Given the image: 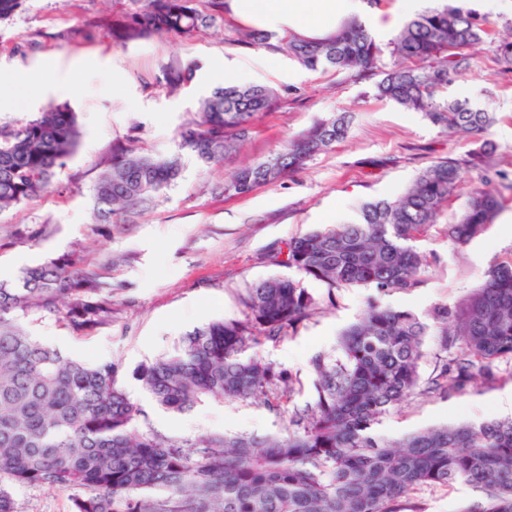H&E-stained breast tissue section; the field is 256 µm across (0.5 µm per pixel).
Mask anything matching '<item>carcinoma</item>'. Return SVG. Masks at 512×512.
<instances>
[{"instance_id":"obj_1","label":"carcinoma","mask_w":512,"mask_h":512,"mask_svg":"<svg viewBox=\"0 0 512 512\" xmlns=\"http://www.w3.org/2000/svg\"><path fill=\"white\" fill-rule=\"evenodd\" d=\"M128 2L110 20L117 44L159 34L191 39L224 20V0H207L205 11L196 0ZM488 31L486 19L444 5L417 14L384 44L351 20L324 38L285 35L278 48L311 71L374 77L375 96L421 113L444 132L469 134L488 130L493 113L440 93L466 73L469 50ZM237 34L243 44L273 47L270 33ZM494 47L512 69V35ZM162 73L176 89L195 70ZM278 103V93L264 85L216 87L200 98L198 119L180 130L178 149L205 166L218 164L247 137L255 115ZM348 131L344 114L323 120L270 158L240 167L224 193L247 195L275 183ZM80 140L66 104L0 124V212L52 187ZM136 142L128 136L100 162L92 198L104 232L181 177L180 156H153ZM465 181L458 162L440 158L396 198L364 203L354 221L281 242L271 261L292 274L252 284L243 317L187 332L173 352L137 368L134 379L176 413L212 399L280 406L293 396V377L259 347L286 339L316 309L305 281L379 293L417 287L424 263L414 242ZM501 208L491 179L471 187L448 239L470 242ZM112 292L105 267L77 252L25 267L14 286L0 284V512H17L8 483L70 488L71 512H403L409 494L457 484L477 495L460 512H512V418L433 426L395 441L379 432L413 396L475 386L493 377L495 362L512 359V261L491 266L452 310L435 304L417 314L369 302L334 351L311 359L313 401L289 415L285 433L265 437L210 432L180 441L143 430L120 363L69 358L25 326L33 315L53 317L89 336L112 321ZM429 335L438 351L457 352L424 387L419 368Z\"/></svg>"}]
</instances>
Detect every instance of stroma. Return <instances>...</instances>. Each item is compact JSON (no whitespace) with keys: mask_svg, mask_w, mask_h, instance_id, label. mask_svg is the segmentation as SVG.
Segmentation results:
<instances>
[{"mask_svg":"<svg viewBox=\"0 0 512 512\" xmlns=\"http://www.w3.org/2000/svg\"><path fill=\"white\" fill-rule=\"evenodd\" d=\"M128 0H25L0 22V80L27 78L24 89L0 106V124L29 119L49 106L68 103L78 115V152L60 173L58 185L41 196L0 213V280L14 281L22 268L78 251L112 267V322L92 335L78 336L46 318L28 325L64 355L91 363L112 360L124 368L122 383L141 410L139 426L177 440L221 431L225 435L284 432L286 415L260 402L211 400L187 414L159 408L134 379V371L172 351L182 336L217 318H239L248 287L282 275L268 255L277 243L354 219L366 201L400 195L432 161L467 163L469 182L492 175L512 215V70L502 67L489 42L470 50L471 68L449 84L446 95L493 112L487 133H440L421 114L376 98L373 83L351 74L309 71L288 55L268 69L258 63L261 47L238 43L236 26L224 20L185 39L163 34L124 46L114 45L104 27ZM90 31L87 40L67 31ZM195 63L194 80L171 93L159 87L163 67ZM246 67L251 81L281 96L277 109L256 115L249 137L223 162L200 165L183 155L181 180L148 209L111 233L97 231L91 189L98 162L114 144L135 135L144 152L169 156L177 150L181 127L197 117L199 98L213 87V73ZM340 112L352 117L349 134L304 169L241 197L224 193V182L241 165L266 159L288 140ZM493 153L486 164L471 160L483 141ZM465 202L449 201L437 224L416 246L425 258L419 286L382 296L383 304L423 313L435 304L455 306L483 280L493 264L512 260V226L497 221L468 244L447 236ZM29 240L15 241L17 230ZM319 308L288 339L262 345L263 356L287 369L300 386L291 405L311 399L309 362L334 348L338 335L357 321L371 289L329 291L310 280ZM512 395V363L499 362L495 379L464 389L415 396L386 417L379 428L390 438L462 420L512 416L503 406ZM18 512H70L64 489L14 484ZM474 497L464 485L412 493L408 501L423 512H460Z\"/></svg>","mask_w":512,"mask_h":512,"instance_id":"35a3bbf8","label":"stroma"}]
</instances>
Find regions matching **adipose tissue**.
Wrapping results in <instances>:
<instances>
[{
	"label": "adipose tissue",
	"mask_w": 512,
	"mask_h": 512,
	"mask_svg": "<svg viewBox=\"0 0 512 512\" xmlns=\"http://www.w3.org/2000/svg\"><path fill=\"white\" fill-rule=\"evenodd\" d=\"M224 10L245 28L322 38L344 20L362 17L363 4L362 0H226Z\"/></svg>",
	"instance_id": "ef3b65f1"
}]
</instances>
